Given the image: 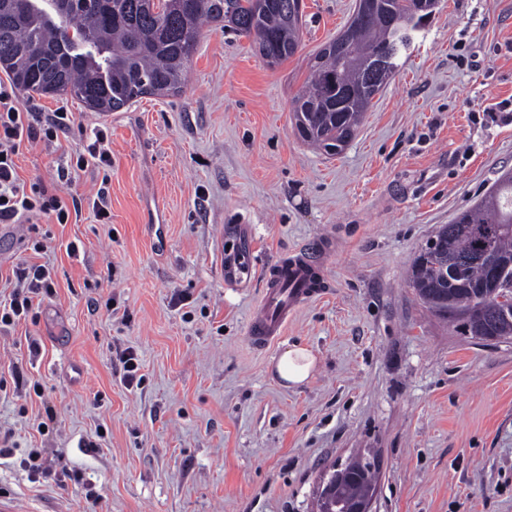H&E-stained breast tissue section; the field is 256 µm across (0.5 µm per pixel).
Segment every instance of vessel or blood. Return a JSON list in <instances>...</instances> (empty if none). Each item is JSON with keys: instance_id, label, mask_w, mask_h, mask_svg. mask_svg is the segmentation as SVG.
I'll use <instances>...</instances> for the list:
<instances>
[{"instance_id": "obj_1", "label": "vessel or blood", "mask_w": 512, "mask_h": 512, "mask_svg": "<svg viewBox=\"0 0 512 512\" xmlns=\"http://www.w3.org/2000/svg\"><path fill=\"white\" fill-rule=\"evenodd\" d=\"M263 278L264 294L249 324V339L257 348L281 336L295 309L326 284L321 254L311 249L289 254L266 269Z\"/></svg>"}]
</instances>
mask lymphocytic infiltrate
I'll return each instance as SVG.
<instances>
[{
	"label": "lymphocytic infiltrate",
	"instance_id": "1",
	"mask_svg": "<svg viewBox=\"0 0 512 512\" xmlns=\"http://www.w3.org/2000/svg\"><path fill=\"white\" fill-rule=\"evenodd\" d=\"M12 86L0 83V224H26V239L34 253L43 252L49 240L32 224V216L54 217L57 223H67L72 210L80 209L81 195L65 200L39 181L22 180L16 170L15 158L22 148L31 144L52 143L68 134L76 123L70 112H32L15 105ZM112 165L106 129H97L93 142L71 159L65 176L77 182L88 167L106 169ZM13 287L0 297V324H19L32 316L36 302L52 295L54 281L51 270L43 264L26 263L12 271Z\"/></svg>",
	"mask_w": 512,
	"mask_h": 512
}]
</instances>
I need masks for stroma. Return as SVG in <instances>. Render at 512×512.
I'll use <instances>...</instances> for the list:
<instances>
[{"label":"stroma","instance_id":"35a3bbf8","mask_svg":"<svg viewBox=\"0 0 512 512\" xmlns=\"http://www.w3.org/2000/svg\"><path fill=\"white\" fill-rule=\"evenodd\" d=\"M356 3L303 0L301 48L276 67L207 24L183 92L108 116L18 92L20 109L82 124L23 150L20 178L84 203L65 224L36 216L51 236L39 255L0 224V290L26 260L56 282L33 321L0 328V498L17 512H315L330 473L358 459L376 466L372 512H512V338L471 336L409 285L436 228L512 172V0H438L329 156L298 136L292 101ZM98 126L112 165L70 185L58 173ZM101 187L106 224L91 206ZM236 224L257 268L242 287L225 284L217 249ZM326 238V288L253 348L261 270ZM294 343L317 368L290 388L273 360ZM33 452L42 471L23 464Z\"/></svg>","mask_w":512,"mask_h":512}]
</instances>
